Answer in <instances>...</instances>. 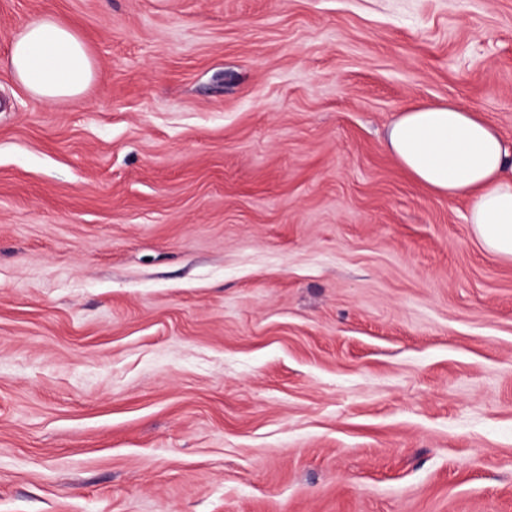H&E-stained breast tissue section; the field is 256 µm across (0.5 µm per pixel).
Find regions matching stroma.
I'll use <instances>...</instances> for the list:
<instances>
[{
	"instance_id": "35a3bbf8",
	"label": "stroma",
	"mask_w": 512,
	"mask_h": 512,
	"mask_svg": "<svg viewBox=\"0 0 512 512\" xmlns=\"http://www.w3.org/2000/svg\"><path fill=\"white\" fill-rule=\"evenodd\" d=\"M451 101L512 146V0H0V512H512V263L383 145ZM10 65L18 81L47 103L81 96L94 79L80 36L51 16L33 20L13 41Z\"/></svg>"
}]
</instances>
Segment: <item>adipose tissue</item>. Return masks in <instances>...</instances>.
Here are the masks:
<instances>
[{
    "instance_id": "1",
    "label": "adipose tissue",
    "mask_w": 512,
    "mask_h": 512,
    "mask_svg": "<svg viewBox=\"0 0 512 512\" xmlns=\"http://www.w3.org/2000/svg\"><path fill=\"white\" fill-rule=\"evenodd\" d=\"M10 65L35 97L52 103L84 94L94 79L80 36L50 16L13 41ZM385 147L418 182L448 198L472 197L467 222L492 255L512 261V147L496 127L455 103L400 113Z\"/></svg>"
}]
</instances>
